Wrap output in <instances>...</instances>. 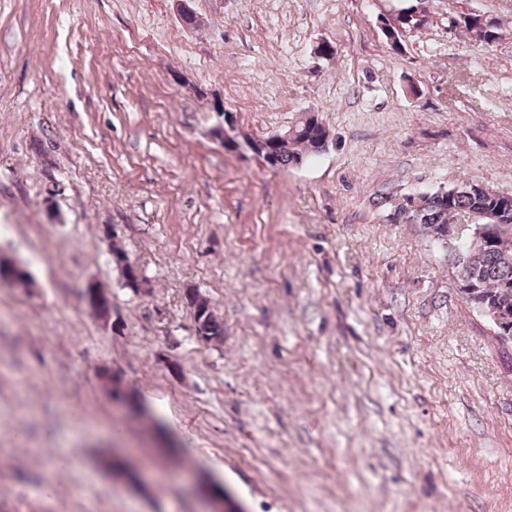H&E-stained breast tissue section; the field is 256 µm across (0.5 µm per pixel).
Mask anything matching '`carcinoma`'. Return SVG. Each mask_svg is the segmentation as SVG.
I'll list each match as a JSON object with an SVG mask.
<instances>
[{
	"label": "carcinoma",
	"mask_w": 512,
	"mask_h": 512,
	"mask_svg": "<svg viewBox=\"0 0 512 512\" xmlns=\"http://www.w3.org/2000/svg\"><path fill=\"white\" fill-rule=\"evenodd\" d=\"M460 23L467 32L485 42L493 43L497 39L494 26L489 22L479 28L469 22L468 16L463 15ZM328 140L329 130L322 122H301L295 126V132L287 141L270 148L272 167L285 169L302 164L321 153ZM504 200L508 204L509 221L498 230L499 241L484 247L478 254L471 253L467 248L462 249L463 262L460 263L458 275L472 280L475 285L471 296L465 299L474 310H480L483 301H492L499 305L501 317L512 321V191L507 198L483 187L473 191L469 186L420 194L414 198L415 206L407 220L423 225L432 236L437 237L442 230L448 228L451 215L460 212L490 214ZM111 255L113 262L122 271L125 288L137 296L150 293L139 268L130 262L120 247H112ZM84 297L87 306L99 319L107 322L112 318V301L106 291L91 284L85 289ZM185 300L193 315L196 338L206 345L223 343L224 321L214 313L209 301L197 291L187 292ZM97 378L109 395L126 404L131 416L142 415L138 394L125 383L122 376L103 367ZM108 467L127 483L140 484L138 471L125 459L114 456L108 460Z\"/></svg>",
	"instance_id": "carcinoma-1"
}]
</instances>
